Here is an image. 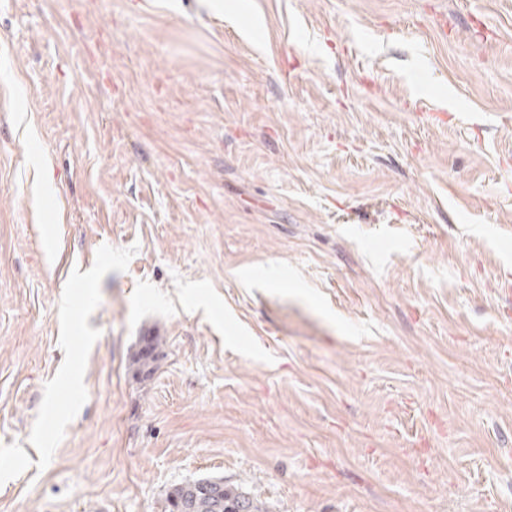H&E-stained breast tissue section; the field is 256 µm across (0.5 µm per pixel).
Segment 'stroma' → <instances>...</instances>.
I'll list each match as a JSON object with an SVG mask.
<instances>
[{"label": "stroma", "mask_w": 512, "mask_h": 512, "mask_svg": "<svg viewBox=\"0 0 512 512\" xmlns=\"http://www.w3.org/2000/svg\"><path fill=\"white\" fill-rule=\"evenodd\" d=\"M139 2L0 0V512H512V0ZM161 340L151 336L143 342L140 349L132 356L129 371L133 377L147 378L159 368ZM165 512H268L265 504L246 491L203 477L173 487Z\"/></svg>", "instance_id": "1"}]
</instances>
